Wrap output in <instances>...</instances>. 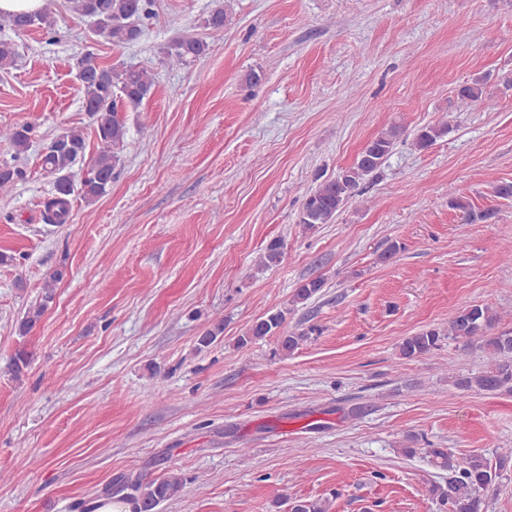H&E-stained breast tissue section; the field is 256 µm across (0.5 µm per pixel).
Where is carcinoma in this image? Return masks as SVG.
I'll list each match as a JSON object with an SVG mask.
<instances>
[{"label": "carcinoma", "instance_id": "cac0c4a2", "mask_svg": "<svg viewBox=\"0 0 512 512\" xmlns=\"http://www.w3.org/2000/svg\"><path fill=\"white\" fill-rule=\"evenodd\" d=\"M71 10L81 18L96 24L99 34L115 45H129L143 34L144 21L154 14V0H69ZM16 30L39 29L53 34L56 25L54 0H43L41 9L34 13H17L7 19ZM209 44L201 38L189 37L174 40L163 48V63L171 67L187 65L208 54ZM19 53L15 44L0 40V70L16 66ZM78 79L83 91L85 111L96 124L99 148L89 161L88 169L79 186L83 199L92 201L103 196L112 183L116 168L120 165L126 147L128 129L121 109L137 110L143 100L151 96L154 80L144 67L133 65L104 66L86 56L77 62ZM487 78L480 77L460 87L457 99L483 102L484 84ZM34 126L24 123L0 129V142L8 144L15 156L25 153L29 147ZM405 128L394 124L371 138L359 152L355 163L340 170L336 176L326 178L304 196L298 215V223L308 228L328 224L336 214L356 196L360 183L370 175H376L384 166L397 143L404 136ZM448 134L446 125H427L416 134L414 146L425 149L437 139ZM87 143L79 130H69L52 140L42 156V167L56 175V196L44 204L43 218L49 224H65L69 218L70 201L74 193L71 171L86 154ZM23 177L22 170L5 166L0 168V194L12 191L15 182ZM63 276L56 271L44 285L39 301L31 304L18 322L20 335L28 334L42 317L54 299V285ZM322 278H313L295 289L292 303L303 304L319 294L324 288ZM499 321L492 308L472 304L459 310L448 322V329H430L407 336L399 344V355L403 359L432 356L441 349L442 339L448 337L463 345L480 343L491 357L489 368L476 375L457 377L453 385L463 391H512V330L491 333ZM267 336L280 339L282 351L290 353L299 345L303 334L288 330L285 311L270 309L258 318L238 343L245 346ZM423 451L432 457L436 466L448 472L443 484L430 488L432 495L448 506V512H484V493L493 487L499 471L512 460V448L502 449L497 464L485 457L471 454L457 457L446 448H404L402 454L412 457ZM182 481L176 476L146 479L140 476L126 478L119 483L117 491H130L129 497L136 501L137 512H156V508L178 496ZM291 512H330L327 499H289Z\"/></svg>", "mask_w": 512, "mask_h": 512}]
</instances>
